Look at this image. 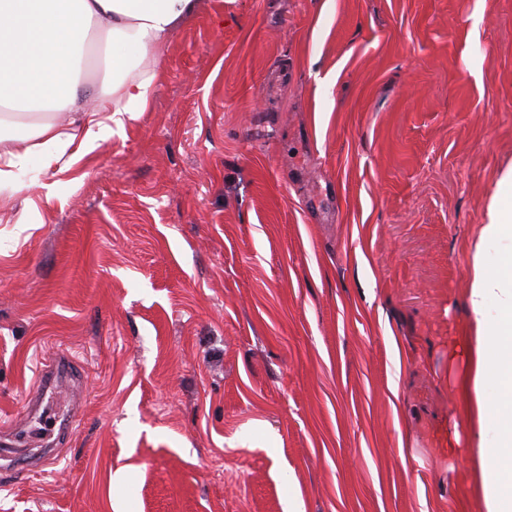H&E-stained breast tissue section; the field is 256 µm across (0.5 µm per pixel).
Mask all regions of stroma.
<instances>
[{"label":"stroma","instance_id":"1","mask_svg":"<svg viewBox=\"0 0 512 512\" xmlns=\"http://www.w3.org/2000/svg\"><path fill=\"white\" fill-rule=\"evenodd\" d=\"M198 0L146 112L0 188V512H479L448 341L512 167V0ZM63 362H71L65 352L55 354L49 361L45 359L37 374L36 388L29 402L27 418H33L38 413L45 395L54 387V374L64 366Z\"/></svg>","mask_w":512,"mask_h":512}]
</instances>
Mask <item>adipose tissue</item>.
Returning <instances> with one entry per match:
<instances>
[{"label":"adipose tissue","instance_id":"obj_1","mask_svg":"<svg viewBox=\"0 0 512 512\" xmlns=\"http://www.w3.org/2000/svg\"><path fill=\"white\" fill-rule=\"evenodd\" d=\"M196 7V0H0V106L19 115L66 112L71 124H31L20 150L11 122L0 117V183L11 182L31 155L49 166L71 151L90 153L138 119L157 74L137 71L128 50L144 55L162 47ZM93 31L112 41L106 90L72 77L74 58ZM487 218L468 271L469 323L448 345L449 360L461 369L450 385L457 425L447 444L455 448L465 438L475 448L471 485L484 512H512V250L493 266L483 258L486 244L512 243V169L502 175ZM491 384L498 390L493 399ZM461 424L466 434H459Z\"/></svg>","mask_w":512,"mask_h":512}]
</instances>
